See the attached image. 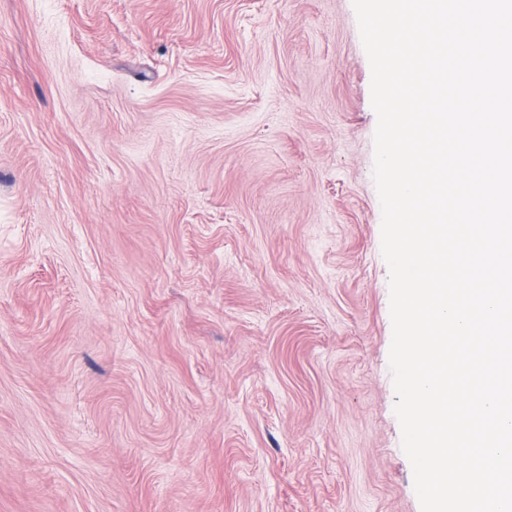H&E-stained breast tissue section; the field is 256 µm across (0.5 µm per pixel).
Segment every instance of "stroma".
<instances>
[{
    "label": "stroma",
    "instance_id": "1",
    "mask_svg": "<svg viewBox=\"0 0 512 512\" xmlns=\"http://www.w3.org/2000/svg\"><path fill=\"white\" fill-rule=\"evenodd\" d=\"M352 0H0V512H421Z\"/></svg>",
    "mask_w": 512,
    "mask_h": 512
}]
</instances>
